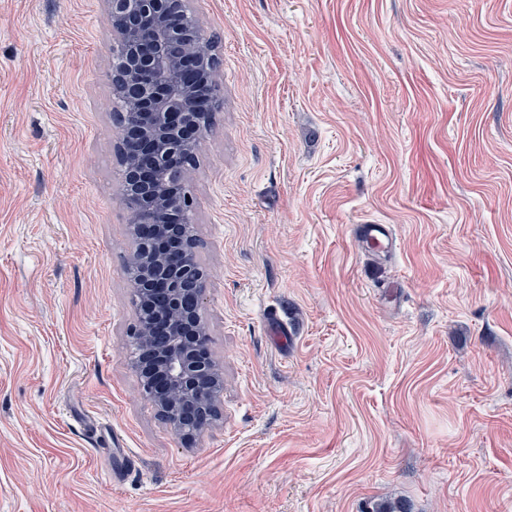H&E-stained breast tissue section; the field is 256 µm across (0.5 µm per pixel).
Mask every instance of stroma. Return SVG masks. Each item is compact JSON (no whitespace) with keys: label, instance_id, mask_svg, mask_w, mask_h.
Here are the masks:
<instances>
[{"label":"stroma","instance_id":"1","mask_svg":"<svg viewBox=\"0 0 512 512\" xmlns=\"http://www.w3.org/2000/svg\"><path fill=\"white\" fill-rule=\"evenodd\" d=\"M188 8L224 87L189 446L132 366L102 0H0V512H512V0ZM358 235L368 254L385 255L395 250L394 235L387 224H360Z\"/></svg>","mask_w":512,"mask_h":512}]
</instances>
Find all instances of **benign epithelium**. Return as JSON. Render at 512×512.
<instances>
[{
    "instance_id": "7a95c632",
    "label": "benign epithelium",
    "mask_w": 512,
    "mask_h": 512,
    "mask_svg": "<svg viewBox=\"0 0 512 512\" xmlns=\"http://www.w3.org/2000/svg\"><path fill=\"white\" fill-rule=\"evenodd\" d=\"M112 21V97L119 113L120 198L132 247L124 273L138 313L134 360L143 395L184 441L211 427L224 392L200 311L206 276L187 219L205 127L199 100L223 101L199 19L187 0H102Z\"/></svg>"
}]
</instances>
